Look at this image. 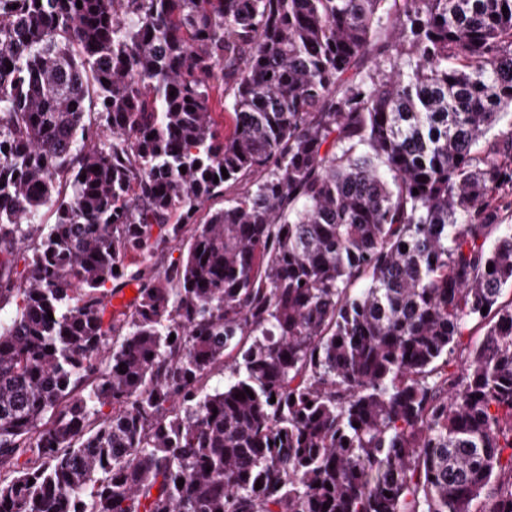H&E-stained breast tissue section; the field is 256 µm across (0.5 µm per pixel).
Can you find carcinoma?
<instances>
[{
  "instance_id": "1",
  "label": "carcinoma",
  "mask_w": 512,
  "mask_h": 512,
  "mask_svg": "<svg viewBox=\"0 0 512 512\" xmlns=\"http://www.w3.org/2000/svg\"><path fill=\"white\" fill-rule=\"evenodd\" d=\"M510 111L512 0H0V512H512Z\"/></svg>"
}]
</instances>
